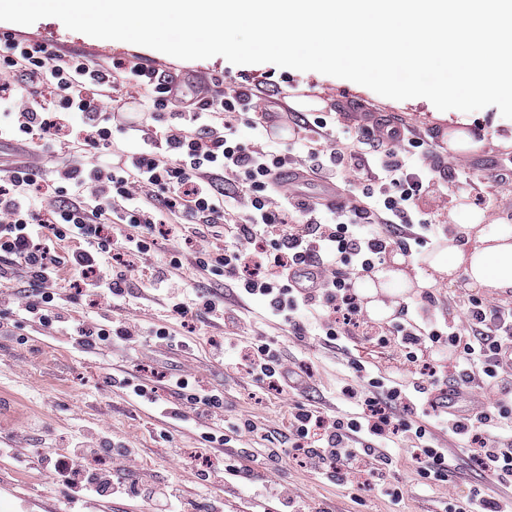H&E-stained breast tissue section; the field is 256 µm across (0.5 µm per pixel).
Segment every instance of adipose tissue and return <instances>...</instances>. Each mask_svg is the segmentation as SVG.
Wrapping results in <instances>:
<instances>
[{
	"label": "adipose tissue",
	"mask_w": 512,
	"mask_h": 512,
	"mask_svg": "<svg viewBox=\"0 0 512 512\" xmlns=\"http://www.w3.org/2000/svg\"><path fill=\"white\" fill-rule=\"evenodd\" d=\"M461 230L465 244L448 243L431 256L429 264L434 272L452 277L461 270L469 287L495 294L512 291V226L474 223L462 225ZM408 283L404 271L377 268L364 285L369 310L377 315L387 313L389 307L381 301V294L403 293Z\"/></svg>",
	"instance_id": "obj_1"
}]
</instances>
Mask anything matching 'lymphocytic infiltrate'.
Segmentation results:
<instances>
[{
  "label": "lymphocytic infiltrate",
  "instance_id": "1",
  "mask_svg": "<svg viewBox=\"0 0 512 512\" xmlns=\"http://www.w3.org/2000/svg\"><path fill=\"white\" fill-rule=\"evenodd\" d=\"M223 78L210 79L208 96L194 99L190 84L171 87L163 71L144 62L113 60L109 66L82 54L59 55L46 43L0 36V139L44 141L79 147L86 160L61 163L57 188L41 191L34 166L0 170V257L26 274L33 292L24 298L0 291V299L16 303L22 314L38 316L45 325L61 322L49 313L58 297L59 271L70 262L74 288L86 296L117 302L127 276L148 256L151 236L165 216L178 243L166 265L191 262L198 273L236 280L242 294L261 298L267 310L294 334L314 329L327 342L360 335L368 317L357 293L356 276L384 264L399 251L411 255L413 245L446 235L444 225L422 218L415 199L423 187L454 177V161L418 137L402 139L398 128L365 129L359 151L316 149L311 133L330 131L323 116L303 119L306 137L287 150L265 134L267 112L251 90H223ZM145 91L151 120L120 156L112 154L115 113L102 106L120 87ZM253 115V135L238 134L241 113ZM423 150L427 163L414 164L410 149ZM311 170L320 177L350 185L348 196L329 206L309 207L293 190L274 186L283 169ZM241 233L224 237L229 215ZM139 235L124 233V226ZM81 242L69 260L56 247ZM315 261L316 294H300L288 281L295 266ZM121 264L109 273L110 262ZM400 302L402 320L395 325L400 354L415 371L403 385L349 361L351 381L342 394L350 414H331L298 407L288 423V445L270 449L271 457H292L305 466L363 488L380 480L392 462L389 450L410 445L420 479L453 485L454 471L446 448L439 446L422 418L429 392L437 390L443 372L429 353L451 349L455 381L477 384L488 393L487 407L465 422L450 425L470 458L494 477L512 475V445L501 446L502 433L512 431V308L494 305L477 295H461L460 314L440 318L426 305ZM80 346L102 345L112 338L137 342L135 320L82 321L74 328ZM241 366L256 380L281 390L290 371L268 344L234 349ZM92 442H78L70 454H46L55 479L72 496L93 499L121 493L147 500L151 512H181L176 488L153 487L126 480L134 449H113L107 470L83 463L98 459Z\"/></svg>",
  "mask_w": 512,
  "mask_h": 512
}]
</instances>
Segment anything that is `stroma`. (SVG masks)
<instances>
[{
    "mask_svg": "<svg viewBox=\"0 0 512 512\" xmlns=\"http://www.w3.org/2000/svg\"><path fill=\"white\" fill-rule=\"evenodd\" d=\"M43 41L60 55L84 54L100 64L115 58L140 55L158 69L181 72L191 80L208 85L211 76L223 77L225 85L247 82L261 98L283 103L299 112L333 113L338 130L356 132L360 112H381L395 124L420 131L464 130L475 143L474 149L458 151L461 164H469L474 153L483 161L475 169L476 190L497 199L495 209L475 206L456 187L432 190L420 197L422 213L453 226L480 218L485 224L512 225V186H501L495 179L497 161H512V119L502 117L497 107L472 113L438 110L428 99L394 100L378 95L354 82L315 71L281 68L270 63L234 65L224 57L181 60L151 48L114 40L90 37L69 30L56 18H43L24 26L0 22V32ZM154 251L146 256L139 272L129 277L121 304H91L85 297L64 287V301L58 307L66 318L84 315L112 320L132 316L146 329L167 328L190 346L189 351L172 350L144 338L131 344L115 340L93 348L79 346L64 330L41 325L35 319L14 320L8 304H0V322L11 324L10 335H0V512H149L146 501L136 497L102 498L91 502H72L69 494L49 476L42 461L46 448L65 452L77 435L103 432L112 443L138 448L132 464L133 476L178 489L184 512H207L211 501L221 502L223 512H282L278 500L263 496L262 485L279 483L299 495L308 512H447L448 489L424 485L416 474L409 450H395L391 465L372 490L358 492L324 472L302 466L297 460H267L263 440L246 434L232 436L226 445H212L203 435L212 431L211 421L174 399L164 381L170 374H189L203 386L224 396V423L232 425L253 420L280 430L286 429L296 406L339 412L343 406L339 390L350 382L348 361L357 357L371 368L393 379L410 383L412 367L401 357L397 339L390 330L398 313L374 319L376 328L386 331L385 346L353 336L344 347L327 343L312 335L296 336L271 317L261 316L259 299L241 298L231 279L198 275L191 264L173 269L161 266L162 254L173 242L154 232ZM436 244L416 247L403 266L413 286L403 298L419 299V282H427L441 306L459 313V295L464 280L455 283L440 279L428 262ZM169 286L193 287L222 295L232 322L199 314L181 323L168 310L163 293L152 290L155 278ZM265 341L270 343L290 369H304L310 377L296 388L280 392L235 369L232 355L223 360L212 357V343L230 345ZM115 384H108V377ZM155 388L158 404L135 399L122 381ZM439 445L448 449L460 479L458 496L478 489L492 497H512V479L486 478L482 470L459 448V442L439 424L429 426ZM23 456H13V449ZM196 454L201 466L184 465L181 455ZM233 458L239 475L214 477L213 469ZM399 487L403 496H386V489Z\"/></svg>",
    "mask_w": 512,
    "mask_h": 512,
    "instance_id": "35a3bbf8",
    "label": "stroma"
}]
</instances>
